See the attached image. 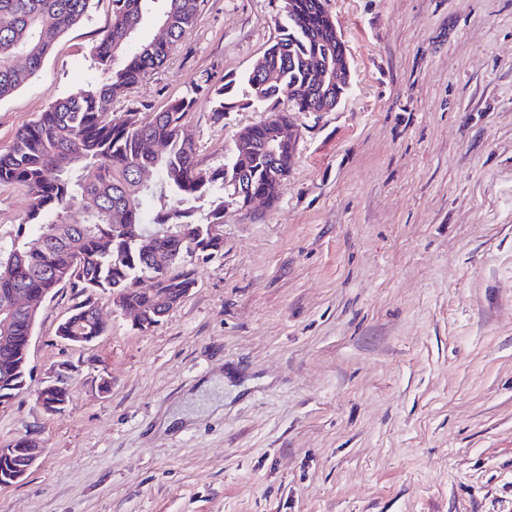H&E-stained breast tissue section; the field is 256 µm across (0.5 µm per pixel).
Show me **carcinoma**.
<instances>
[{"label": "carcinoma", "mask_w": 512, "mask_h": 512, "mask_svg": "<svg viewBox=\"0 0 512 512\" xmlns=\"http://www.w3.org/2000/svg\"><path fill=\"white\" fill-rule=\"evenodd\" d=\"M91 0H0V99L24 87L41 69L54 42L88 12ZM203 0H112V22L95 47L101 79L60 98L20 129L0 152V184L18 185L31 206L9 250H0V399L24 389L21 351L34 331L45 299L62 284L85 298L69 314L66 329L102 336L105 326L86 319L103 291L134 304L151 326L162 309L178 307L195 287L187 256L211 260L224 254V205L236 192H266L269 204L291 168L294 149L273 158L264 129H244L231 160L203 169L196 160L187 116L205 96L216 119L233 108L254 107L280 98L287 111L318 112L348 87L319 84L309 69L312 57L348 64L344 44H336L334 23L323 0H288L281 37L252 71L220 85L198 84L159 112L130 111L112 117V102L139 84L194 28ZM167 28L166 39H137L146 19ZM25 63H13L16 56ZM171 256L154 264L141 236ZM150 279L165 288L160 306L141 293ZM27 293L29 312L9 313L11 297Z\"/></svg>", "instance_id": "carcinoma-1"}]
</instances>
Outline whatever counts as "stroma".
I'll return each mask as SVG.
<instances>
[{"label":"stroma","instance_id":"1","mask_svg":"<svg viewBox=\"0 0 512 512\" xmlns=\"http://www.w3.org/2000/svg\"><path fill=\"white\" fill-rule=\"evenodd\" d=\"M350 89L293 112L278 202L224 210V254L137 329L109 293L106 332L64 343L81 296L42 306L28 388L0 445L43 454L0 512H512V0H324ZM284 0H204L166 63L112 104L156 112L249 72ZM112 0H92L41 70L0 100V151L99 72ZM206 98L187 117L200 167L244 127ZM0 185V246L30 206ZM64 375L48 415L34 392ZM112 388L100 393L101 378Z\"/></svg>","mask_w":512,"mask_h":512}]
</instances>
